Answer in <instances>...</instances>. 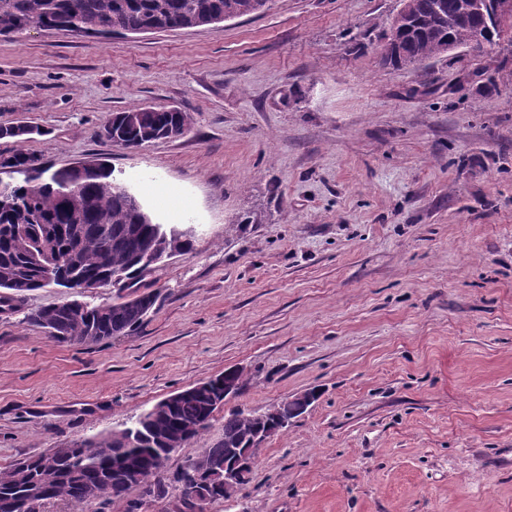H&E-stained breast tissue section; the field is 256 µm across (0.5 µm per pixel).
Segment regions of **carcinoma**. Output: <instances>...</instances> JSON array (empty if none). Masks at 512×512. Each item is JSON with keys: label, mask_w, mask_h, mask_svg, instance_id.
<instances>
[{"label": "carcinoma", "mask_w": 512, "mask_h": 512, "mask_svg": "<svg viewBox=\"0 0 512 512\" xmlns=\"http://www.w3.org/2000/svg\"><path fill=\"white\" fill-rule=\"evenodd\" d=\"M258 0H0V35L22 34L29 25L44 30H64L87 35L146 34L207 26L257 13ZM471 0H402L389 29L399 34V42L380 46V60L396 68L405 67L411 57L423 60L445 52L448 43L469 46L481 23L471 11ZM190 116L179 110L152 106L114 112L106 122L112 136L108 140L125 149H138L164 139L173 131L185 133ZM25 125L0 126V139L22 144L30 139ZM0 168L17 175L12 200L0 208V307L17 309L24 293L49 285L40 267L30 258V250L45 242L64 258L57 278L106 283L120 273L135 287L145 274L144 246L164 238L170 250L184 253L190 245L191 228L160 224L145 205L115 174L114 169L94 161L79 162L58 172L46 167L36 156L17 150L0 155ZM16 224L28 228L29 246L10 234ZM157 296L142 292L130 298L90 303L68 300L32 310L24 320L51 328L53 340L61 344H96L139 327L154 307ZM220 377L203 382L194 396L176 401L161 416L139 419L138 446L123 447L118 433L84 439L54 449L58 473L44 476L40 460L14 463L0 470V496L21 493L36 487L39 497L28 512H43L53 502L76 506L107 505L123 499L135 485L112 474V464L121 461L138 471L139 482L158 475L153 466L156 448L163 438L181 441L191 448L208 428L217 406ZM251 431L242 411L224 415V434L244 436ZM214 473L224 476L226 451L218 441L202 449ZM188 454L178 469L179 478L161 488L155 500H166L171 512L187 507L185 494L195 487Z\"/></svg>", "instance_id": "obj_1"}]
</instances>
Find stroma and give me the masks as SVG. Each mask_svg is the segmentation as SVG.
Returning <instances> with one entry per match:
<instances>
[{"label": "stroma", "mask_w": 512, "mask_h": 512, "mask_svg": "<svg viewBox=\"0 0 512 512\" xmlns=\"http://www.w3.org/2000/svg\"><path fill=\"white\" fill-rule=\"evenodd\" d=\"M400 0H273L128 37L0 36V125L51 168L121 172L190 251L145 274L134 331L60 344L0 313V470L101 438L230 367L263 412L315 390L248 483L208 512H512V60L460 47L396 70ZM495 87H488V80ZM175 107L128 150L111 113ZM129 117L136 118V121L130 122ZM190 123V116L186 112L160 106L137 107L112 113L103 126L111 128L112 136L101 135L117 146L138 149L167 138L173 131L183 135L188 131Z\"/></svg>", "instance_id": "obj_1"}]
</instances>
